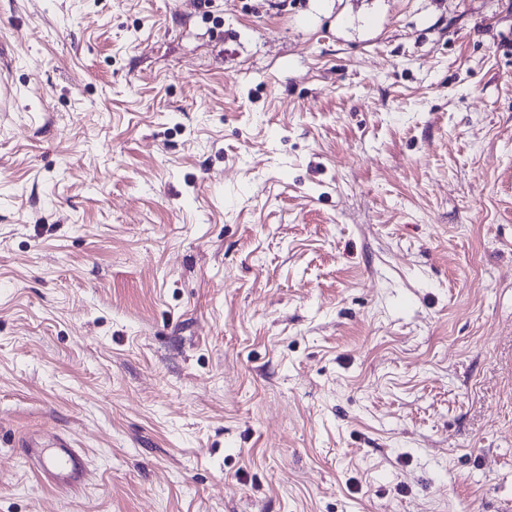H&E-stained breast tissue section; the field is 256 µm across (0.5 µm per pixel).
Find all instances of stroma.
Listing matches in <instances>:
<instances>
[{"mask_svg": "<svg viewBox=\"0 0 512 512\" xmlns=\"http://www.w3.org/2000/svg\"><path fill=\"white\" fill-rule=\"evenodd\" d=\"M0 80V512L512 503V0H0ZM27 456L35 468L51 477L56 485L76 488L80 486L86 473L85 457L79 448L63 438H55L51 445L28 443Z\"/></svg>", "mask_w": 512, "mask_h": 512, "instance_id": "obj_1", "label": "stroma"}]
</instances>
